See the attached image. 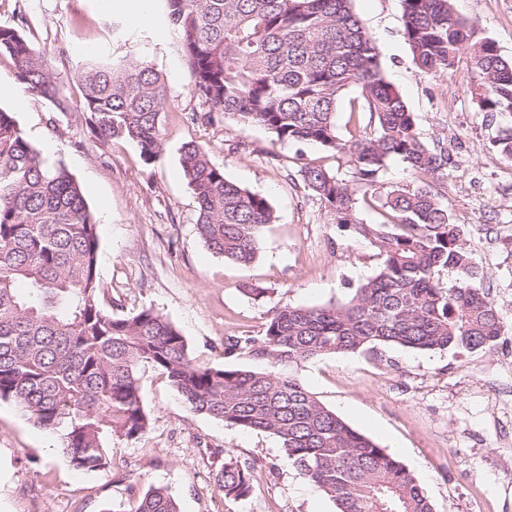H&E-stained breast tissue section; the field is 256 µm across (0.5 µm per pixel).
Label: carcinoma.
<instances>
[{
	"instance_id": "obj_1",
	"label": "carcinoma",
	"mask_w": 512,
	"mask_h": 512,
	"mask_svg": "<svg viewBox=\"0 0 512 512\" xmlns=\"http://www.w3.org/2000/svg\"><path fill=\"white\" fill-rule=\"evenodd\" d=\"M180 35L191 90L202 105L190 120L231 118L258 126L273 144H317L352 170L322 164L299 169L304 194L324 205L350 241L375 249L377 272L344 304L272 311L263 334L227 340L224 354L247 353L257 369L197 362L181 331L143 307L117 316L100 302L96 219L69 171L46 159L13 113L0 108V400L29 420L62 432L72 466L115 465V440H137L151 427L141 372L165 375L189 409L224 425L267 433L298 474L337 512H434L411 471L393 454L325 407L290 368L325 355L412 351H491L503 326L477 287L480 273L436 189L448 156L420 140L416 116L382 74L380 56L353 0H165ZM403 35L412 63L435 75L453 70L469 49L478 106L512 114V61L491 41L469 44V26L453 0H402ZM0 54L32 95L65 106L62 85L44 55L14 27L0 26ZM95 136L137 147L147 165L162 156L166 99L159 74L143 61L93 56L74 74ZM355 91L370 127L336 133V104ZM512 162V127L495 140ZM399 159L415 179L391 187L385 221L360 218L357 195L378 190L379 174ZM180 166L198 205L196 229L212 253L248 266L264 228L277 222L270 202L226 179L203 146L188 142ZM456 274L445 285L439 272ZM259 466L231 455L217 474L224 497L243 498ZM129 512H179L165 488H129Z\"/></svg>"
}]
</instances>
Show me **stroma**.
Segmentation results:
<instances>
[{
    "label": "stroma",
    "mask_w": 512,
    "mask_h": 512,
    "mask_svg": "<svg viewBox=\"0 0 512 512\" xmlns=\"http://www.w3.org/2000/svg\"><path fill=\"white\" fill-rule=\"evenodd\" d=\"M454 8L468 20L471 42H494L512 59V0H454ZM353 9L378 48L385 78L414 112L420 138L448 155V176L438 187L453 221L467 229L466 247L505 331L486 352L384 348L308 360L294 373L323 405L394 454L436 512H512V163L494 145L512 117L479 109L470 54L444 75L414 68L401 0H353ZM152 10L153 22L137 25L101 0H0V26L21 30L44 54L67 101L60 110L30 95L20 106L4 94L0 108L78 181L97 221L106 310L154 308L182 332L195 360L220 366L227 337L261 334L275 307L348 301L376 272L377 259L295 185L303 164L336 167L331 153L311 144L273 149L267 131L230 119L190 121L200 105L181 41L164 0H153ZM96 52L145 59L162 76L163 152L154 165H145L134 145L92 134L73 75ZM190 141L228 180L265 196L276 211L250 266L224 261L196 234L197 202L179 164V149ZM257 286L264 296L253 295ZM141 388L152 418L148 433L113 442L114 466L93 472L72 467L59 434L0 401V512H129L132 484L167 488L181 512H336L288 464L275 437L191 412L154 370L144 372ZM227 453L264 463L246 498L216 488Z\"/></svg>",
    "instance_id": "obj_1"
}]
</instances>
